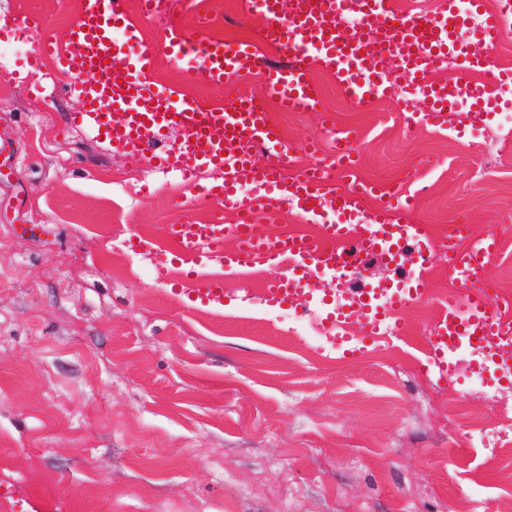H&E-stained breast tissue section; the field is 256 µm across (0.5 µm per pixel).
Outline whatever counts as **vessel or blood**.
Returning a JSON list of instances; mask_svg holds the SVG:
<instances>
[{
    "mask_svg": "<svg viewBox=\"0 0 512 512\" xmlns=\"http://www.w3.org/2000/svg\"><path fill=\"white\" fill-rule=\"evenodd\" d=\"M250 11L262 18L267 42L286 58V65H266L253 45H228L217 40L192 47L171 41L173 62L201 55L191 69L200 84H228L258 75L262 91L236 96L230 109H207L176 89L154 83L150 72L156 58L148 49L128 53L137 45L138 30L127 25L128 0H83L77 19L63 37L45 35L33 15H0V30L16 29L37 36L29 60L40 70L53 59L65 78L62 90L78 97L82 108L71 117L74 126L89 131L114 153L156 169L176 173L195 185L199 198L213 202L208 223L184 220L167 227L178 247L173 258L197 280L195 300L207 308L224 305V279L244 276L257 265L282 269V276L265 292L271 307L303 309L313 314L327 339L355 325L367 345L398 334L397 313L426 301L431 285L423 270L434 258L425 225L409 224L406 213L414 202L401 189L385 196L387 217L362 216L365 198L379 194L374 183L331 182L321 161L303 165L291 176L282 169L283 154L303 150L316 155L317 141L295 145L285 141L273 124L270 103L281 111L321 114L323 124L334 118L322 111V91L313 80L314 68L336 75L338 85L356 104L365 105L407 88L423 97L417 122L443 124L448 112L467 104V117L477 121L482 111H494L499 93L512 84V71L495 67L492 53L512 36V0H440L426 18L398 14L392 0H250ZM356 13L354 31L336 28L340 16ZM454 67V80L435 79V72ZM172 128L182 138L158 148ZM268 155L256 160L253 149ZM250 182L257 191L241 196L239 186ZM317 224V234L271 236L286 208ZM232 211L235 223L224 221ZM444 263L463 291L449 294L428 338L429 363L439 375L454 371L451 356L468 345L479 362H491L512 373V319L498 313L489 266L502 247L496 235L472 237L458 218L448 226ZM416 246L423 267L405 282L363 290L343 286L317 287L320 272L344 266L362 255L379 258L388 267L401 265L408 246Z\"/></svg>",
    "mask_w": 512,
    "mask_h": 512,
    "instance_id": "1",
    "label": "vessel or blood"
}]
</instances>
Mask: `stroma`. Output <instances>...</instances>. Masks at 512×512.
Here are the masks:
<instances>
[{
	"instance_id": "obj_1",
	"label": "stroma",
	"mask_w": 512,
	"mask_h": 512,
	"mask_svg": "<svg viewBox=\"0 0 512 512\" xmlns=\"http://www.w3.org/2000/svg\"><path fill=\"white\" fill-rule=\"evenodd\" d=\"M81 0H0L62 35ZM218 23L197 28L196 9ZM183 41H253L248 0H178ZM153 81L207 108L260 90L257 76L195 83L169 62L164 22L130 9ZM30 35H0V512H505L512 503V389L501 372L427 370L426 338L451 278L431 269L430 301L404 309L400 335L353 358L311 320L263 305L259 268L220 309L194 305L195 282L167 277L166 227L206 222L210 204L179 177L113 157L69 123L79 103L38 93L53 61L31 72ZM323 107L357 142L358 179L427 190L406 220L443 246L450 219L504 248L491 280L512 303V86L479 127L452 138L411 127L400 96L350 103L332 72H312ZM281 136L331 143L317 116L272 111ZM152 243L154 254L135 246Z\"/></svg>"
}]
</instances>
